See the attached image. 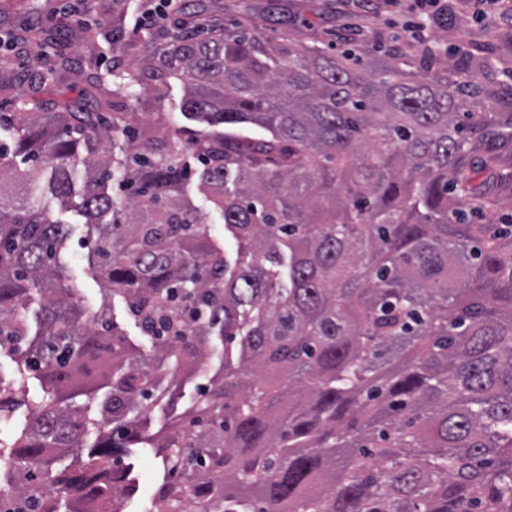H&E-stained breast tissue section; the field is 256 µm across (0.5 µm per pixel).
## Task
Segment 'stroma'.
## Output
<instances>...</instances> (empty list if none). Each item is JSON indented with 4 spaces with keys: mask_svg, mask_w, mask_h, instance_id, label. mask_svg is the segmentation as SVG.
<instances>
[{
    "mask_svg": "<svg viewBox=\"0 0 512 512\" xmlns=\"http://www.w3.org/2000/svg\"><path fill=\"white\" fill-rule=\"evenodd\" d=\"M54 0H0V35H21L15 50H0V82L14 85L12 94L0 93V114L12 115L22 111L27 99L46 102L48 111H56L58 104L78 98L76 86L50 84L47 77L56 64L53 50L39 52L30 36L45 32L58 36L71 59L74 70H94L100 75L121 76L141 57L162 47L170 40L174 21L136 33L126 16L125 0H97L94 10L84 23L56 14ZM194 14L208 16L203 30L211 35L217 28H246L256 38L269 43L281 42L292 36L307 43H318L333 55L346 51L362 54L365 44H373L378 56H385L395 38L407 37L402 17L387 11L383 0H366L363 8H355L352 0H196ZM354 27L365 30L364 41L348 43L339 40V33ZM408 46L403 63L423 76L466 82L474 87V95L465 97L462 111L472 107L489 112L512 113V80L505 74L512 70V24L490 17H478L471 0H448V13L432 24L428 42L407 38ZM436 45L442 63L424 62L421 52L425 44ZM492 46L498 59L489 66L468 63L467 52L475 45ZM185 88L180 81H160L143 93L138 101L119 98L116 110H136L142 118L155 120L158 113H166L177 125L195 131L198 125L182 114ZM49 216L67 222L70 238L61 254L65 273L88 312H95L100 299V285L87 264L85 245L86 226L77 212L62 210L57 200L48 199ZM207 376L179 385L171 397L163 399L151 411L146 430L156 431L170 417L181 413L204 388ZM130 461L138 482L137 492L128 499L126 512H144V503L150 502L166 483L164 471L153 452L134 449Z\"/></svg>",
    "mask_w": 512,
    "mask_h": 512,
    "instance_id": "stroma-1",
    "label": "stroma"
}]
</instances>
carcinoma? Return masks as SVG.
Wrapping results in <instances>:
<instances>
[{
    "mask_svg": "<svg viewBox=\"0 0 512 512\" xmlns=\"http://www.w3.org/2000/svg\"><path fill=\"white\" fill-rule=\"evenodd\" d=\"M366 55L354 67L350 52L226 32L175 38L126 84L81 80L105 107L161 75L182 81L183 113L207 125L191 138L134 111L11 118L0 350L44 389L0 461V512H62L68 497L124 512L117 487L135 486L115 459L132 445L168 478L150 512H512V223L466 214L512 193V117L461 112L459 84ZM70 74L60 50L52 81ZM189 150L205 156L194 177L237 242L232 263L183 197ZM47 167L59 206L86 218L102 283L90 320L60 266L65 223L39 205ZM116 296L149 351L117 330ZM215 357L197 400L138 430L164 380ZM24 396L0 380V421ZM93 402L104 430L91 441Z\"/></svg>",
    "mask_w": 512,
    "mask_h": 512,
    "instance_id": "1",
    "label": "carcinoma"
}]
</instances>
